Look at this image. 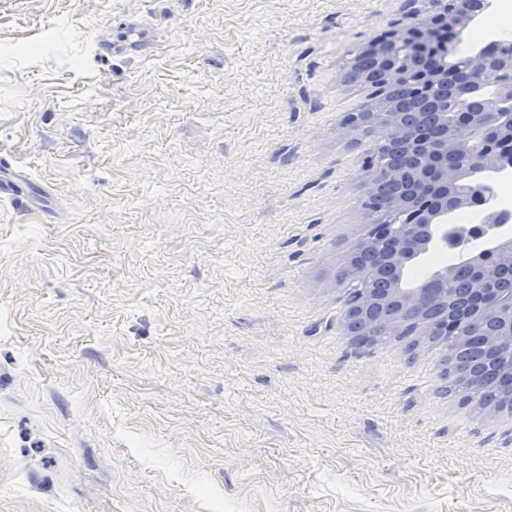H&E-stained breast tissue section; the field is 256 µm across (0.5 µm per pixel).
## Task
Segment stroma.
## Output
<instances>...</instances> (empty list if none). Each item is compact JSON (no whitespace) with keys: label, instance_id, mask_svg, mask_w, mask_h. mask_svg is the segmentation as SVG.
Here are the masks:
<instances>
[{"label":"stroma","instance_id":"1","mask_svg":"<svg viewBox=\"0 0 512 512\" xmlns=\"http://www.w3.org/2000/svg\"><path fill=\"white\" fill-rule=\"evenodd\" d=\"M409 0H0V512H512V413L355 346L351 54ZM122 23L160 50L100 57ZM30 179L11 162L0 154V201L13 202L28 199Z\"/></svg>","mask_w":512,"mask_h":512}]
</instances>
